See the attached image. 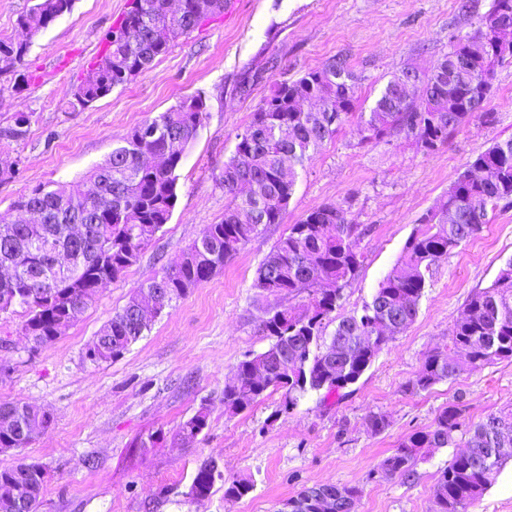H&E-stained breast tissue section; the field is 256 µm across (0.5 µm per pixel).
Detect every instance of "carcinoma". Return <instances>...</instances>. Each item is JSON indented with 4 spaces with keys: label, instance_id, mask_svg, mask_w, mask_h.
Instances as JSON below:
<instances>
[{
    "label": "carcinoma",
    "instance_id": "1",
    "mask_svg": "<svg viewBox=\"0 0 512 512\" xmlns=\"http://www.w3.org/2000/svg\"><path fill=\"white\" fill-rule=\"evenodd\" d=\"M72 6L73 0H36L18 18V26L33 36ZM223 12L224 0H185L183 15L174 23L165 0H129L128 10L76 88L72 106L85 107L127 84L180 37ZM506 31L512 35V0H492L474 32L456 38L441 58L450 78L442 81L427 74L421 79L422 107L402 92L411 77L404 69L392 75L368 111L358 110L354 75L339 57L296 80L275 83L224 161V218L208 225L177 264L161 267L133 290L87 345L85 359L100 365L122 357L148 328L140 312L161 313L223 269L260 227L282 223L300 173L351 118L358 119L369 139L402 134L423 152L447 143L476 114L493 122L485 104L492 96L496 68L512 59L497 43ZM29 49L27 40L0 39V58H12L18 70L25 66ZM302 97L322 102L325 110L294 111L293 104ZM207 100L206 92L198 91L134 126L123 144L80 180L38 186L20 196L13 209L39 211L41 224H19L0 215V265L13 266L11 277H0V299L13 302V308L1 306L0 313L22 309L23 335L34 342L30 353L65 335L99 289L136 263L169 222L177 200V170L207 117ZM156 152L167 154L168 164H153L150 155ZM241 155L248 157L245 167ZM243 181L254 185L256 198L238 194L236 187ZM502 204H512V139L496 142L468 161L440 203L419 219L420 227L371 301L341 320L330 337L324 333L326 324L362 263L363 231L332 204L308 212L274 243L256 271L254 287L272 299L260 324L272 343L238 363L234 385L224 388V412L238 415L270 389L282 392L285 411L311 391L323 390L326 398L340 395L414 321L432 266L477 235L488 213ZM80 230L85 239L76 246L73 236ZM62 252L69 259L65 275L52 265ZM298 297L297 305L283 303ZM362 336L372 340L364 342ZM340 341L342 352L332 363L325 354ZM504 359H512V259L489 287L470 297L454 325L451 346L428 354L406 390L419 394ZM464 411L460 402L444 407L429 427L407 435L378 465L384 477L411 483L417 478L416 463L428 449L462 442L464 450L452 457L433 486L432 512H470L512 458V410L469 425L463 422ZM209 417V408L201 407L180 425L177 436L182 441L197 438ZM52 423L53 417L35 406L0 402V448H26ZM218 474L215 460L203 461L193 477L192 495L208 496ZM45 479L46 469L37 462L0 469V486L22 488L28 512H37ZM224 486L225 498L239 499L253 489L254 481L232 478ZM326 488L336 497V512H356L358 486L336 483Z\"/></svg>",
    "mask_w": 512,
    "mask_h": 512
}]
</instances>
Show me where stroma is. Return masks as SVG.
I'll list each match as a JSON object with an SVG mask.
<instances>
[{"label":"stroma","instance_id":"stroma-1","mask_svg":"<svg viewBox=\"0 0 512 512\" xmlns=\"http://www.w3.org/2000/svg\"><path fill=\"white\" fill-rule=\"evenodd\" d=\"M237 0L126 85L85 107L73 93L127 0H74L70 12L32 38L29 79L0 75V164L17 173L0 183V213L39 185L80 179L103 162L137 124L182 98L208 92V116L179 169L168 224L139 260L108 283L80 320L54 343L29 354L22 312L0 313V401L50 412V430L28 447L0 454V468L38 462L47 475L38 512H280L302 488L358 485L357 512H430L433 486L453 448H436L416 466L414 484L382 477L379 462L410 433L430 426L454 401L473 423L512 409V360H500L417 395L405 386L426 355L446 348L467 299L488 287L512 259V206L498 208L482 231L433 266L415 321L379 352L341 398L310 392L281 411L282 395L265 393L247 411L226 415L224 386L246 355L268 349L259 324L266 307L256 270L274 242L312 209L334 204L364 229L362 266L343 292L334 322L360 311L396 264L419 218L442 199L469 160L512 138V63L500 66L487 103L493 123L471 120L447 144L423 153L402 137L364 139L357 121L325 141L301 173L282 223L249 242L224 269L174 301L118 360L84 361L86 345L127 302L132 290L178 260L208 225L224 217L220 183L235 136L275 82L292 81L336 56L357 77L370 107L391 76L407 67L429 73L455 35L473 32L491 0ZM27 112L26 135L7 137L15 113ZM208 406L207 428L192 442L174 435ZM385 413L375 434L365 418ZM160 432L164 443L137 448ZM215 459L223 473L201 500L191 494L197 467ZM249 477L252 492L224 497V482Z\"/></svg>","mask_w":512,"mask_h":512}]
</instances>
